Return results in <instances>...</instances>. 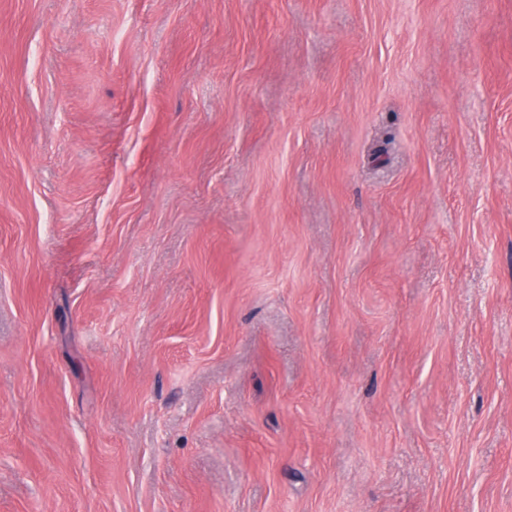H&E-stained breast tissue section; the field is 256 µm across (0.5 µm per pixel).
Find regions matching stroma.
Returning <instances> with one entry per match:
<instances>
[{"mask_svg": "<svg viewBox=\"0 0 512 512\" xmlns=\"http://www.w3.org/2000/svg\"><path fill=\"white\" fill-rule=\"evenodd\" d=\"M0 512H512V0H0Z\"/></svg>", "mask_w": 512, "mask_h": 512, "instance_id": "1", "label": "stroma"}]
</instances>
